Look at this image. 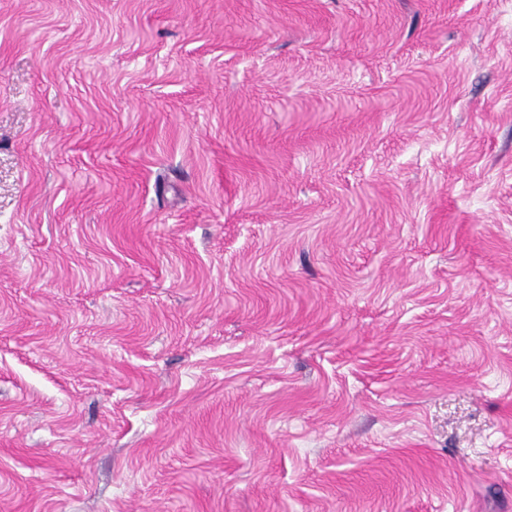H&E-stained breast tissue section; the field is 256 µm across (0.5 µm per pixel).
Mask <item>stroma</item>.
<instances>
[{
	"label": "stroma",
	"mask_w": 512,
	"mask_h": 512,
	"mask_svg": "<svg viewBox=\"0 0 512 512\" xmlns=\"http://www.w3.org/2000/svg\"><path fill=\"white\" fill-rule=\"evenodd\" d=\"M0 512H512V0H0Z\"/></svg>",
	"instance_id": "35a3bbf8"
}]
</instances>
